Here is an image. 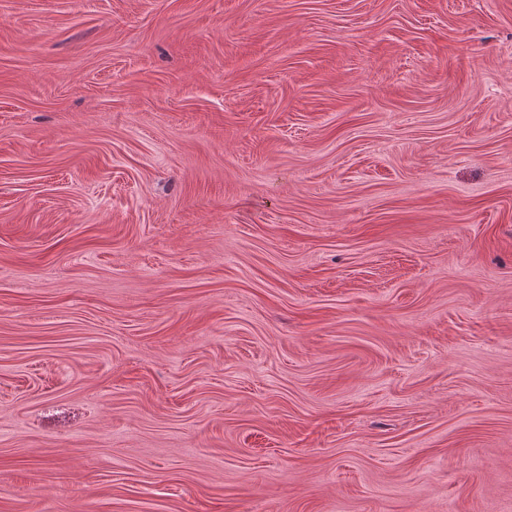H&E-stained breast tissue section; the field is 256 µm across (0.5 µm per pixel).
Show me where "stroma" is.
Masks as SVG:
<instances>
[{
	"label": "stroma",
	"mask_w": 512,
	"mask_h": 512,
	"mask_svg": "<svg viewBox=\"0 0 512 512\" xmlns=\"http://www.w3.org/2000/svg\"><path fill=\"white\" fill-rule=\"evenodd\" d=\"M0 512H512V0H0Z\"/></svg>",
	"instance_id": "1"
}]
</instances>
